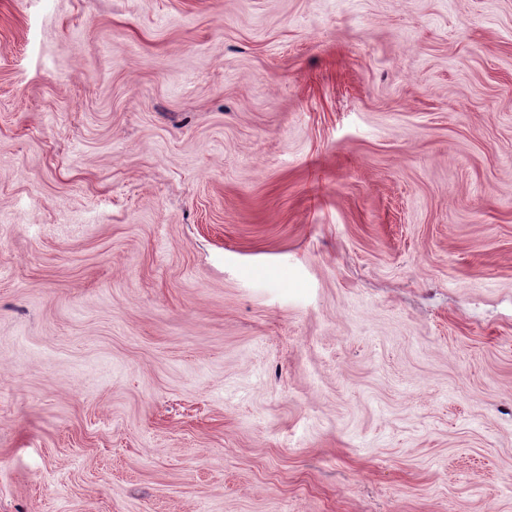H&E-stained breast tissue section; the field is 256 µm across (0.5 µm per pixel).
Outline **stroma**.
Listing matches in <instances>:
<instances>
[{
  "mask_svg": "<svg viewBox=\"0 0 512 512\" xmlns=\"http://www.w3.org/2000/svg\"><path fill=\"white\" fill-rule=\"evenodd\" d=\"M0 512H512V0H0Z\"/></svg>",
  "mask_w": 512,
  "mask_h": 512,
  "instance_id": "1",
  "label": "stroma"
}]
</instances>
